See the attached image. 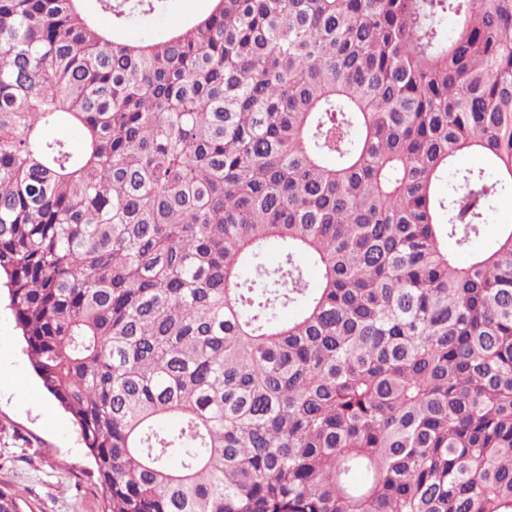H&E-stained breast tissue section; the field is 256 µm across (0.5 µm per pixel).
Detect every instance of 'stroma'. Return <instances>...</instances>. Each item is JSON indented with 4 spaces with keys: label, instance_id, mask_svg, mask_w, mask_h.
<instances>
[{
    "label": "stroma",
    "instance_id": "35a3bbf8",
    "mask_svg": "<svg viewBox=\"0 0 512 512\" xmlns=\"http://www.w3.org/2000/svg\"><path fill=\"white\" fill-rule=\"evenodd\" d=\"M209 0H165L123 35L143 41L206 13ZM14 319L0 302V487L18 491L25 512H102L101 491L71 417L32 371Z\"/></svg>",
    "mask_w": 512,
    "mask_h": 512
}]
</instances>
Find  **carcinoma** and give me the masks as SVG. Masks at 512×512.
<instances>
[{"label": "carcinoma", "instance_id": "cac0c4a2", "mask_svg": "<svg viewBox=\"0 0 512 512\" xmlns=\"http://www.w3.org/2000/svg\"><path fill=\"white\" fill-rule=\"evenodd\" d=\"M81 2L0 0V287L106 512H512V225L447 246L512 188V0ZM209 7V0H165L162 8L146 22L130 24L125 28L123 36L131 41L157 37L206 13Z\"/></svg>", "mask_w": 512, "mask_h": 512}]
</instances>
